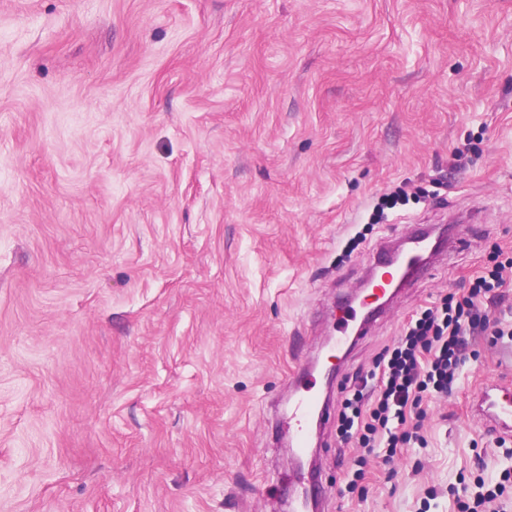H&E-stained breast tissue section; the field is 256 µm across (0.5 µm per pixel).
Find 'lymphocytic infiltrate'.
Here are the masks:
<instances>
[{
	"instance_id": "obj_1",
	"label": "lymphocytic infiltrate",
	"mask_w": 512,
	"mask_h": 512,
	"mask_svg": "<svg viewBox=\"0 0 512 512\" xmlns=\"http://www.w3.org/2000/svg\"><path fill=\"white\" fill-rule=\"evenodd\" d=\"M512 274V257L476 276L467 294L444 298L406 327L396 345L360 378L341 413L343 435H356L359 447L396 450L410 442L407 411L423 393H445L457 383L469 336L485 327L483 300Z\"/></svg>"
}]
</instances>
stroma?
Segmentation results:
<instances>
[{
	"instance_id": "obj_1",
	"label": "stroma",
	"mask_w": 512,
	"mask_h": 512,
	"mask_svg": "<svg viewBox=\"0 0 512 512\" xmlns=\"http://www.w3.org/2000/svg\"><path fill=\"white\" fill-rule=\"evenodd\" d=\"M416 224L469 246L359 333L349 296ZM500 252L512 0H0V512H287L275 418L315 358L320 512H512V440L468 407L512 384L505 343L470 338L392 462L337 427Z\"/></svg>"
}]
</instances>
